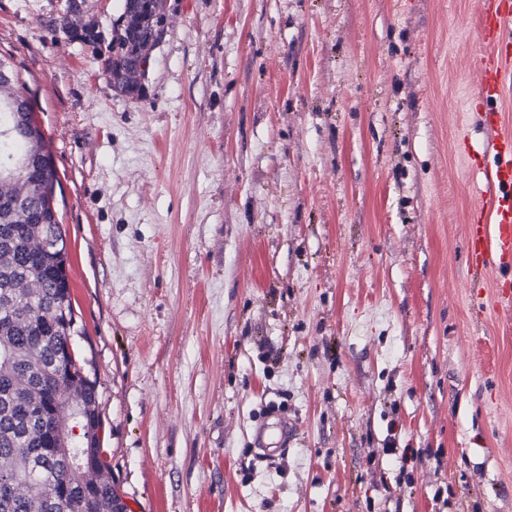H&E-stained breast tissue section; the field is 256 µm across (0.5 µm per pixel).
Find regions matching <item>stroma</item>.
<instances>
[{
  "label": "stroma",
  "instance_id": "1",
  "mask_svg": "<svg viewBox=\"0 0 512 512\" xmlns=\"http://www.w3.org/2000/svg\"><path fill=\"white\" fill-rule=\"evenodd\" d=\"M480 2L166 0L132 100L56 0H0L130 512H512V311L466 252Z\"/></svg>",
  "mask_w": 512,
  "mask_h": 512
}]
</instances>
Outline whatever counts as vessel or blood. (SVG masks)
I'll list each match as a JSON object with an SVG mask.
<instances>
[{
	"label": "vessel or blood",
	"instance_id": "obj_1",
	"mask_svg": "<svg viewBox=\"0 0 512 512\" xmlns=\"http://www.w3.org/2000/svg\"><path fill=\"white\" fill-rule=\"evenodd\" d=\"M474 67L476 100L490 136L479 151L484 190L472 209L468 262L473 275L492 271L506 278L512 276V124L501 102L512 89V0H483Z\"/></svg>",
	"mask_w": 512,
	"mask_h": 512
}]
</instances>
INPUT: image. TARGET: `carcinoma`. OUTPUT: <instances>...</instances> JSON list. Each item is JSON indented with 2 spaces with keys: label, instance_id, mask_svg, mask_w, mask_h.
I'll return each instance as SVG.
<instances>
[{
  "label": "carcinoma",
  "instance_id": "obj_1",
  "mask_svg": "<svg viewBox=\"0 0 512 512\" xmlns=\"http://www.w3.org/2000/svg\"><path fill=\"white\" fill-rule=\"evenodd\" d=\"M122 28L112 35V88L121 96L136 99L140 91L131 75L148 62L156 47L154 31L160 24L157 10L162 0H121ZM46 148L42 131L33 119L29 101L22 93L9 98L0 95V185L22 180L30 185L25 207L30 222L42 224L61 241V249L36 253L28 241L14 234L13 225L3 219L17 201L0 194V247L8 245L9 269H0V292L7 279L38 269L47 283L41 297L31 299L22 290L14 292L11 306L0 307V458L15 466L0 473V512H129L117 494L112 468L103 460L100 448L102 428L100 402L95 386L77 364L68 366L81 387L83 409L90 425L80 438L64 447L51 449L37 427L36 402L45 398L56 355L64 338L74 335V311L65 273L66 241L58 212L53 206L54 167L40 162ZM26 373L30 386L19 390L14 378ZM93 460L102 474L94 485L86 484L73 460Z\"/></svg>",
  "mask_w": 512,
  "mask_h": 512
}]
</instances>
